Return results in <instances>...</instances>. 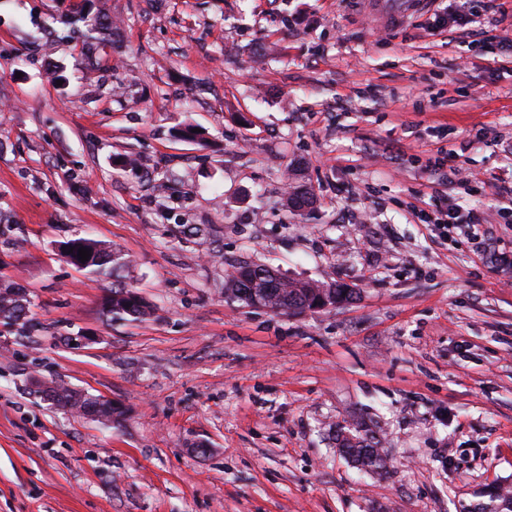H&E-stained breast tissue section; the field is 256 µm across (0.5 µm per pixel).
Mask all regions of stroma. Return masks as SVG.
Returning a JSON list of instances; mask_svg holds the SVG:
<instances>
[{
    "instance_id": "stroma-1",
    "label": "stroma",
    "mask_w": 512,
    "mask_h": 512,
    "mask_svg": "<svg viewBox=\"0 0 512 512\" xmlns=\"http://www.w3.org/2000/svg\"><path fill=\"white\" fill-rule=\"evenodd\" d=\"M82 5L119 22L100 70L70 0H0V278L31 302L0 319V512H474L512 487V269L419 219L477 210L512 251V57L482 27L512 0H467L468 35L423 4L385 30L363 0ZM78 231L131 256L151 317L106 315L111 283L60 253ZM245 264L360 294L249 307L224 295ZM34 376L123 415L64 413ZM356 420L384 474L337 448ZM290 189L286 197V206L294 215H302L306 208H311L314 204V193L298 180L290 184Z\"/></svg>"
}]
</instances>
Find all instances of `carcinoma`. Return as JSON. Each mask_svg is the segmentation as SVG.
<instances>
[{
	"label": "carcinoma",
	"instance_id": "cac0c4a2",
	"mask_svg": "<svg viewBox=\"0 0 512 512\" xmlns=\"http://www.w3.org/2000/svg\"><path fill=\"white\" fill-rule=\"evenodd\" d=\"M73 12L65 17L64 23L71 26L79 22L87 23L96 33L95 40L101 44L108 39L109 32L99 20H90L82 12L81 4L72 5ZM315 202L314 193L299 181L290 184V192L286 197V206L295 215H300L306 208ZM71 263L103 279L112 281V300L110 313L113 315H127L135 319L149 314L147 303L134 292L125 282V272L131 266V259L127 253L117 247L106 246L103 243L83 236H76L65 242ZM84 248L91 253L88 260L82 262L78 256V249ZM271 267L266 265H244L236 269L237 275L227 282V292L231 299L248 304L249 283L260 278V274L267 273ZM275 292L277 305L290 308L295 304L314 299L325 294L340 304L355 298L357 291L344 284L324 283L314 280H296L279 277L271 286ZM26 315V299L10 282L0 283V317L19 321ZM37 393L44 400L56 408L75 413H86L92 406L95 397L72 389L60 381L35 383ZM336 441L342 452L354 458L360 468L381 474L387 470L389 456L382 448L381 441L377 440L363 423L357 422L352 427L340 426L336 431ZM491 502L494 503V512H512V491H502L499 488L490 492Z\"/></svg>",
	"mask_w": 512,
	"mask_h": 512
}]
</instances>
